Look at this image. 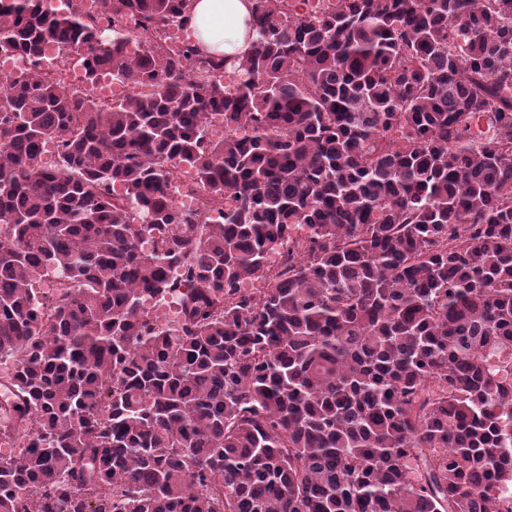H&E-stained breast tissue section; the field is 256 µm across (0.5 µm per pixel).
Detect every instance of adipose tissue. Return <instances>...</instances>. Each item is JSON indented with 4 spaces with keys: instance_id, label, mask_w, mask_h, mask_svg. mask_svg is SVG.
<instances>
[{
    "instance_id": "1",
    "label": "adipose tissue",
    "mask_w": 512,
    "mask_h": 512,
    "mask_svg": "<svg viewBox=\"0 0 512 512\" xmlns=\"http://www.w3.org/2000/svg\"><path fill=\"white\" fill-rule=\"evenodd\" d=\"M250 7V0H192L188 29L204 52L243 57L251 46Z\"/></svg>"
}]
</instances>
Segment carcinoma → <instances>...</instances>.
<instances>
[{
    "instance_id": "1",
    "label": "carcinoma",
    "mask_w": 512,
    "mask_h": 512,
    "mask_svg": "<svg viewBox=\"0 0 512 512\" xmlns=\"http://www.w3.org/2000/svg\"><path fill=\"white\" fill-rule=\"evenodd\" d=\"M102 7L0 0V512H500L512 0H251L237 61ZM67 81L69 86L78 91H86L105 103H116L126 100L137 91L135 83L127 78L117 79L112 76V68L105 70V73L94 84H88L85 78V71L81 65L72 64L68 73Z\"/></svg>"
}]
</instances>
